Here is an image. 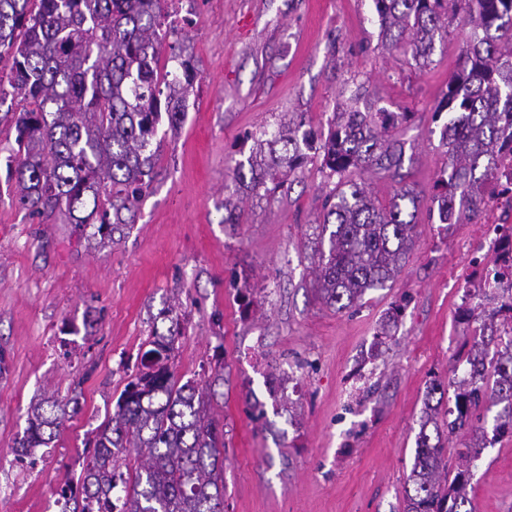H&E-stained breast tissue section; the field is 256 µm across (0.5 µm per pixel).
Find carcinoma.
Listing matches in <instances>:
<instances>
[{
	"label": "carcinoma",
	"mask_w": 512,
	"mask_h": 512,
	"mask_svg": "<svg viewBox=\"0 0 512 512\" xmlns=\"http://www.w3.org/2000/svg\"><path fill=\"white\" fill-rule=\"evenodd\" d=\"M385 39L398 46L411 34V59L429 64L436 40L467 30L456 72L435 109L447 114L439 130L446 167L430 196L404 182L407 112L376 106L365 92L342 89L337 112L319 132L288 119L258 138L247 162L233 172L238 185L257 190L314 157L336 178L317 224L318 298L350 310L370 290L390 288L410 251L416 217L426 208L445 226L472 221L486 206V186L499 181L512 155V0H373ZM165 0H0V123L15 132L6 157L11 202L41 223L62 219L86 240L105 247L130 224L153 184L161 117L180 125L186 95L198 78L190 58L162 41L178 31L164 26ZM366 172L389 176L396 188L382 204L360 182ZM508 301L490 311L469 309L482 324L461 358L463 377L449 383L454 409L440 418L444 384L431 383L413 468L406 479L405 512H474L471 464L486 448L480 425L493 410V432L512 437V337ZM167 333L146 340L142 370L130 377L115 407L93 431L92 449L75 481L59 496L64 512H224V425L213 418L193 381L180 382L169 360L181 336L169 307ZM77 400L44 393L31 404L27 427L13 453L31 457L58 438ZM466 432L453 478L445 442Z\"/></svg>",
	"instance_id": "obj_1"
}]
</instances>
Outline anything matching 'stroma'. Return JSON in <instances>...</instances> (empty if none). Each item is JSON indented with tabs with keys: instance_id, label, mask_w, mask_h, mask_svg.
Here are the masks:
<instances>
[{
	"instance_id": "35a3bbf8",
	"label": "stroma",
	"mask_w": 512,
	"mask_h": 512,
	"mask_svg": "<svg viewBox=\"0 0 512 512\" xmlns=\"http://www.w3.org/2000/svg\"><path fill=\"white\" fill-rule=\"evenodd\" d=\"M180 46L199 77L182 125L160 123L158 175L135 221L107 247L73 225L38 223L7 195L14 134L0 124V512H60L84 444L138 371L145 341L178 305L169 361L205 386L224 425V512H404V485L432 380L464 372L479 324L463 309L499 306L469 277L482 231L512 214L443 229L427 210L393 287L339 312L318 299L315 226L334 183L312 159L274 192L236 191L252 138L284 118L326 126L344 87L407 112L402 172L430 193L446 163L433 116L462 46L430 65L385 46L373 0H183ZM239 221H224V200ZM404 308L389 335L381 324ZM80 411L35 462L12 446L43 391ZM475 512H512V437L472 467Z\"/></svg>"
}]
</instances>
